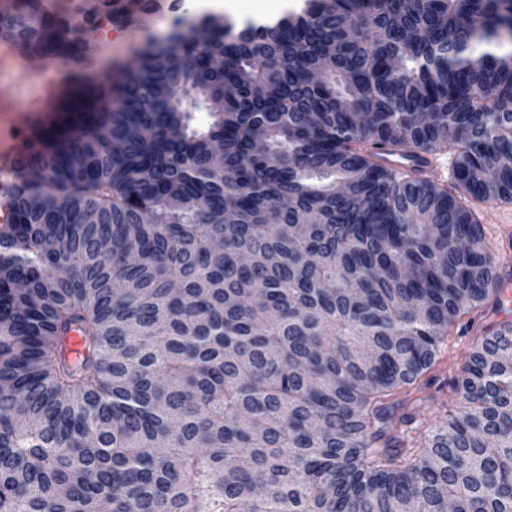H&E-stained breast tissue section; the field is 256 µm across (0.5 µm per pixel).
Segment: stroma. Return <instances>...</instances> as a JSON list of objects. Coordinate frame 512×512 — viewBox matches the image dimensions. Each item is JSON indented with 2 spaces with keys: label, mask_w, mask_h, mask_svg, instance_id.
<instances>
[{
  "label": "stroma",
  "mask_w": 512,
  "mask_h": 512,
  "mask_svg": "<svg viewBox=\"0 0 512 512\" xmlns=\"http://www.w3.org/2000/svg\"><path fill=\"white\" fill-rule=\"evenodd\" d=\"M178 13L174 0H165L162 7L137 11L132 20L113 23L96 31L88 53L96 62L91 70H74L72 64L59 62L57 68L34 69L33 79L19 85L7 75H0V91L11 94L19 107L25 109L24 125L20 131L24 146H31L50 135L62 132H82L90 118L83 112L84 101L101 93L104 80L120 85L125 79L136 51L150 38L167 32ZM58 84L59 91L49 111H35L34 105L44 85ZM501 323L496 310L475 317L468 329L448 337L435 364L420 379L412 391L410 404L421 405L419 421L423 425L459 414L465 401L456 396L450 385L461 375L479 339L486 329L498 328Z\"/></svg>",
  "instance_id": "stroma-1"
}]
</instances>
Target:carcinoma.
<instances>
[{"label": "carcinoma", "instance_id": "obj_1", "mask_svg": "<svg viewBox=\"0 0 512 512\" xmlns=\"http://www.w3.org/2000/svg\"><path fill=\"white\" fill-rule=\"evenodd\" d=\"M128 14L11 0L0 36L86 68ZM505 32L512 0L205 14L87 133L29 148L0 228V512H512V324L453 381L465 410L401 436L497 299L465 199L512 202V51L476 54ZM450 146L449 187L381 163Z\"/></svg>", "mask_w": 512, "mask_h": 512}]
</instances>
